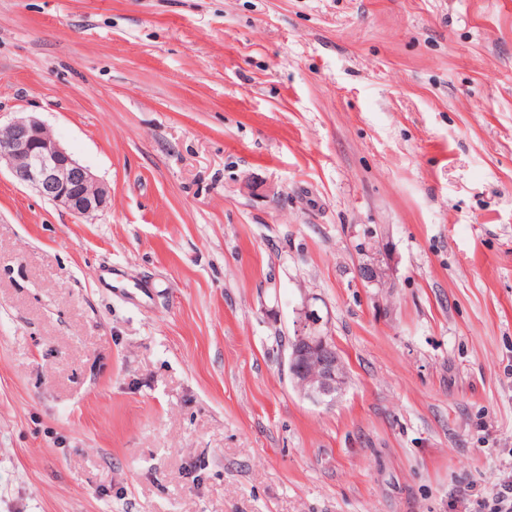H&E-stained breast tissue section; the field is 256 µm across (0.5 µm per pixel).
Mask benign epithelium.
<instances>
[{
	"label": "benign epithelium",
	"mask_w": 512,
	"mask_h": 512,
	"mask_svg": "<svg viewBox=\"0 0 512 512\" xmlns=\"http://www.w3.org/2000/svg\"><path fill=\"white\" fill-rule=\"evenodd\" d=\"M13 180L33 189L43 199L83 219L105 211L109 189L79 164L35 118H21L0 126V164ZM385 272L377 257L362 264L359 276L378 284ZM322 317L304 307L300 326L288 342L287 366L291 380L314 404L336 400L347 384V368L336 344L322 329Z\"/></svg>",
	"instance_id": "obj_1"
}]
</instances>
